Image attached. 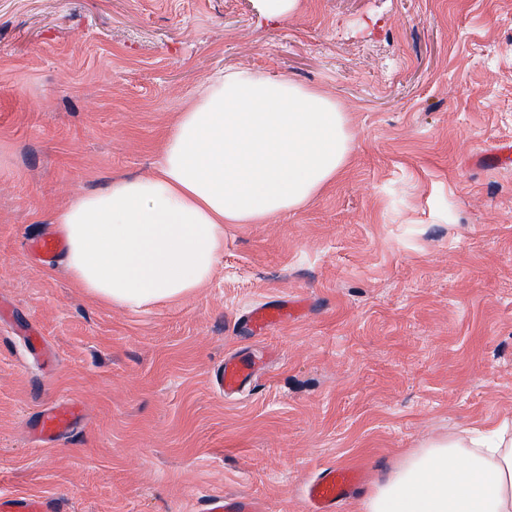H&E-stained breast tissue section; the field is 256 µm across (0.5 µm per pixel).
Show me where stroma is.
Instances as JSON below:
<instances>
[{"instance_id": "stroma-1", "label": "stroma", "mask_w": 512, "mask_h": 512, "mask_svg": "<svg viewBox=\"0 0 512 512\" xmlns=\"http://www.w3.org/2000/svg\"><path fill=\"white\" fill-rule=\"evenodd\" d=\"M0 0V495L53 512H203L212 495L305 512L330 466L377 484L439 435L512 421V0ZM223 69L316 86L347 166L303 208L229 224L212 280L140 310L29 260L51 217L149 173ZM302 300L258 334V304ZM34 326L56 362L37 363ZM262 361L224 397L225 357ZM82 415L28 433L57 400ZM1 512H51L47 499L31 494H15L0 497Z\"/></svg>"}]
</instances>
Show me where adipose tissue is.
<instances>
[{
    "label": "adipose tissue",
    "mask_w": 512,
    "mask_h": 512,
    "mask_svg": "<svg viewBox=\"0 0 512 512\" xmlns=\"http://www.w3.org/2000/svg\"><path fill=\"white\" fill-rule=\"evenodd\" d=\"M351 149L347 118L321 89L217 71L179 113L150 175L110 180L54 213L66 269L115 306L179 301L210 282L225 225L300 209ZM364 512H512V423L428 442L370 491Z\"/></svg>",
    "instance_id": "ef3b65f1"
}]
</instances>
